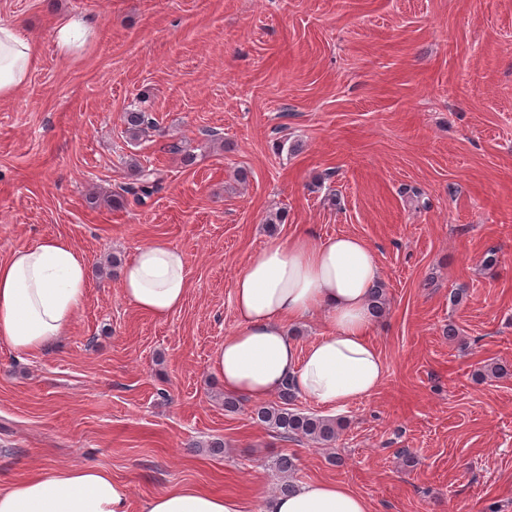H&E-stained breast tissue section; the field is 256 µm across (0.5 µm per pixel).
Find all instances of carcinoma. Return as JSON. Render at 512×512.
<instances>
[{
	"mask_svg": "<svg viewBox=\"0 0 512 512\" xmlns=\"http://www.w3.org/2000/svg\"><path fill=\"white\" fill-rule=\"evenodd\" d=\"M124 121L132 137L137 139L150 126L152 121L141 109L125 112ZM131 182L121 187V191L112 195L110 203L121 206L131 200L143 205L163 189L164 177L156 168L131 164ZM296 394L290 385L285 384L279 391L280 403L275 405L260 404L254 407L253 413L259 423L272 429L285 440L306 438L316 444L329 445L336 441L341 425L338 421L304 414L291 408Z\"/></svg>",
	"mask_w": 512,
	"mask_h": 512,
	"instance_id": "1",
	"label": "carcinoma"
}]
</instances>
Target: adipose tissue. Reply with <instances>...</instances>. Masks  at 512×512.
Instances as JSON below:
<instances>
[{"label":"adipose tissue","instance_id":"1","mask_svg":"<svg viewBox=\"0 0 512 512\" xmlns=\"http://www.w3.org/2000/svg\"><path fill=\"white\" fill-rule=\"evenodd\" d=\"M96 29L84 14L61 21L53 29L60 55L75 56ZM36 60L34 41L0 23V100L28 81ZM380 276L373 249L354 235L316 240L298 234L266 243L235 278L237 326L211 363L225 393L259 400L288 383L299 395L336 409L376 392L386 369L371 339L369 295ZM121 282L137 311L167 319L188 291L185 255L162 239L141 245L125 263ZM87 288V263L68 241L50 237L12 250L0 259V342L20 353L40 350L70 330ZM316 315L325 319L326 332L298 348L289 325ZM0 512H130V497L103 468L45 465L0 488ZM140 512L246 508L240 498L188 483L147 497ZM264 512H371V506L346 484L318 480L287 496H269Z\"/></svg>","mask_w":512,"mask_h":512}]
</instances>
